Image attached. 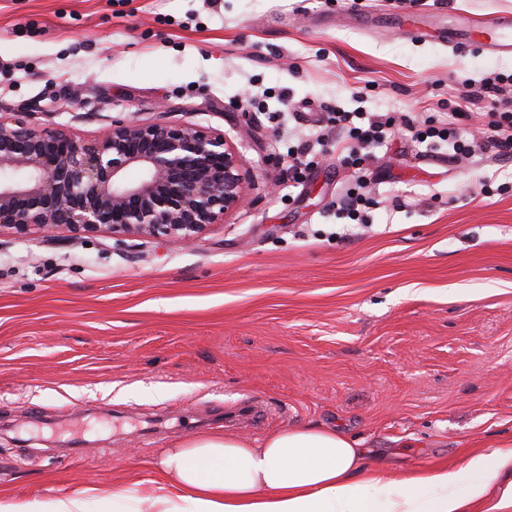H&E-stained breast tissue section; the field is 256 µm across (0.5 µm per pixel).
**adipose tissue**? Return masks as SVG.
I'll list each match as a JSON object with an SVG mask.
<instances>
[{"label": "adipose tissue", "mask_w": 512, "mask_h": 512, "mask_svg": "<svg viewBox=\"0 0 512 512\" xmlns=\"http://www.w3.org/2000/svg\"><path fill=\"white\" fill-rule=\"evenodd\" d=\"M151 512H512V441L398 482L336 430L282 431L260 445L221 435L193 439L154 465Z\"/></svg>", "instance_id": "ef3b65f1"}]
</instances>
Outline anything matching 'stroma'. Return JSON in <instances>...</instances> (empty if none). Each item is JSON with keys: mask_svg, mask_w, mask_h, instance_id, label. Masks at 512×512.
<instances>
[{"mask_svg": "<svg viewBox=\"0 0 512 512\" xmlns=\"http://www.w3.org/2000/svg\"><path fill=\"white\" fill-rule=\"evenodd\" d=\"M512 0H0V109L87 138L115 120L222 131L247 203L188 246L0 239V495L96 486L129 512L161 453L336 428L391 479L512 440V158L420 151L404 125L351 164L324 113L469 132L512 56L445 26ZM310 141L303 181L288 153ZM364 177V223L336 208ZM493 189L482 192L483 177ZM275 191H268V183Z\"/></svg>", "mask_w": 512, "mask_h": 512, "instance_id": "obj_1", "label": "stroma"}]
</instances>
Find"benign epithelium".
Returning a JSON list of instances; mask_svg holds the SVG:
<instances>
[{
    "label": "benign epithelium",
    "mask_w": 512,
    "mask_h": 512,
    "mask_svg": "<svg viewBox=\"0 0 512 512\" xmlns=\"http://www.w3.org/2000/svg\"><path fill=\"white\" fill-rule=\"evenodd\" d=\"M246 200L242 157L221 131L135 117L86 139L0 113V236L60 244L106 232L193 244Z\"/></svg>",
    "instance_id": "7a95c632"
}]
</instances>
